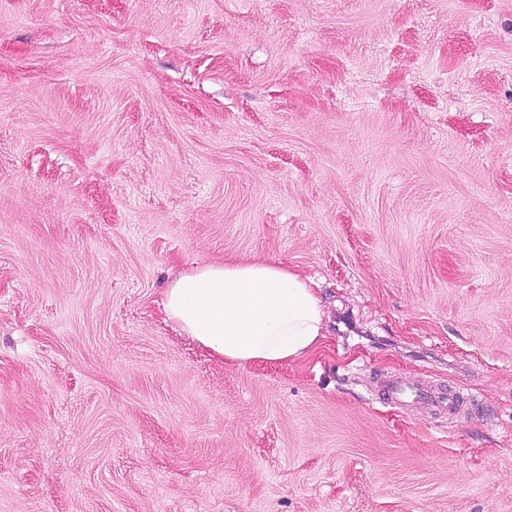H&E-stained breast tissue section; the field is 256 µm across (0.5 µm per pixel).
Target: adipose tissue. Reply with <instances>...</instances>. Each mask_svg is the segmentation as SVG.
I'll use <instances>...</instances> for the list:
<instances>
[{"label": "adipose tissue", "instance_id": "ef3b65f1", "mask_svg": "<svg viewBox=\"0 0 512 512\" xmlns=\"http://www.w3.org/2000/svg\"><path fill=\"white\" fill-rule=\"evenodd\" d=\"M161 307L200 347L237 365L298 360L326 336V313L312 279L280 263L190 268L166 288Z\"/></svg>", "mask_w": 512, "mask_h": 512}]
</instances>
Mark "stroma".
I'll list each match as a JSON object with an SVG mask.
<instances>
[{
	"label": "stroma",
	"mask_w": 512,
	"mask_h": 512,
	"mask_svg": "<svg viewBox=\"0 0 512 512\" xmlns=\"http://www.w3.org/2000/svg\"><path fill=\"white\" fill-rule=\"evenodd\" d=\"M254 260L311 356L165 321ZM0 512H512V0H0ZM313 285L281 263L207 264L181 272L161 307L225 362L282 364L306 357L325 339L326 313ZM384 391L395 404L400 406L425 400L436 408L452 412L456 410L459 402L456 394L447 392L429 395L422 386L407 383L398 377L388 380L384 385Z\"/></svg>",
	"instance_id": "1"
}]
</instances>
